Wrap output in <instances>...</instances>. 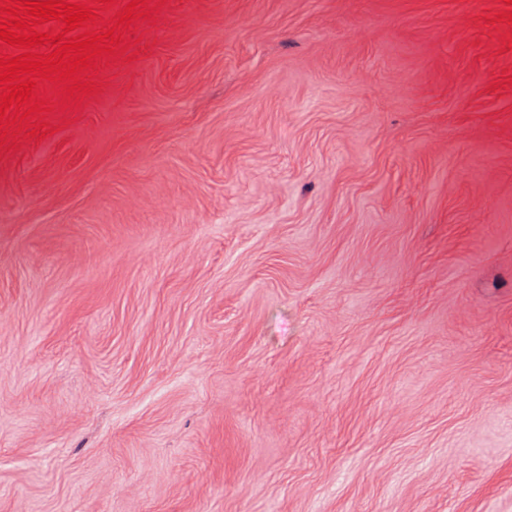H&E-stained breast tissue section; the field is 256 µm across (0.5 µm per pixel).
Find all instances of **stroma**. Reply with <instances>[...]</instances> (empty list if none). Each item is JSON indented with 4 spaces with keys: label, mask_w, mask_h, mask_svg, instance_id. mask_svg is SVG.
Listing matches in <instances>:
<instances>
[{
    "label": "stroma",
    "mask_w": 512,
    "mask_h": 512,
    "mask_svg": "<svg viewBox=\"0 0 512 512\" xmlns=\"http://www.w3.org/2000/svg\"><path fill=\"white\" fill-rule=\"evenodd\" d=\"M0 150V512H512L504 0H147Z\"/></svg>",
    "instance_id": "obj_1"
}]
</instances>
